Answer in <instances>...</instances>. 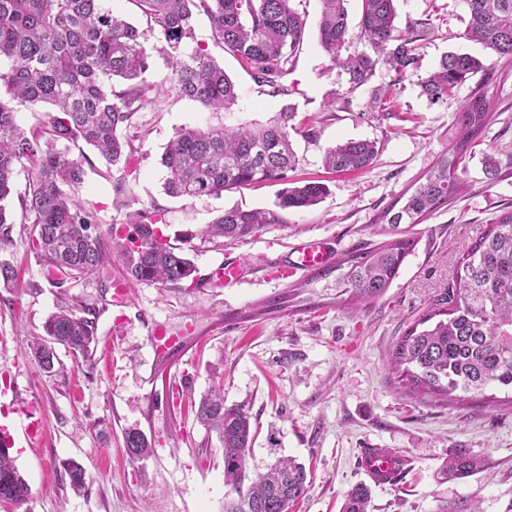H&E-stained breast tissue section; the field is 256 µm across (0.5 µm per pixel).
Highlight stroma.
<instances>
[{
	"label": "stroma",
	"instance_id": "1",
	"mask_svg": "<svg viewBox=\"0 0 512 512\" xmlns=\"http://www.w3.org/2000/svg\"><path fill=\"white\" fill-rule=\"evenodd\" d=\"M398 26L426 17L435 23L419 65L395 82L377 65L364 85L347 76L318 39L320 0H295L306 20L304 42L285 77L288 95L270 96L240 63L215 46L206 17H198L195 40L235 82L238 101L228 112L202 110L174 95L136 115L139 140L132 172L107 166L92 147L72 145L71 156L90 161L76 194L96 213L101 230L119 228L128 213L160 215L166 234L210 223L224 209L275 208L277 186L261 184L219 197L173 198L165 194L160 158L174 132L210 124L258 125L294 106L291 133L299 179H322L330 189L318 205L282 210L279 221L255 236L221 246L198 239L192 259L206 278L224 259L245 262L244 278L231 288L129 285L124 306L98 280L49 282L24 241L27 225L15 224L13 248L0 250L11 263L16 287L0 288V419L34 414L41 434L28 443L15 433L12 454L30 488L20 506L0 503V512H224V456L189 408L215 383L226 403H244L257 425L248 457L262 472L291 456L311 472L306 494L289 512H340L345 493L363 481L361 449L388 448L408 460L396 484L372 486L370 512H443L455 499L479 496L482 512H512V391L490 387L489 404L467 400L444 405L407 395L390 363L395 344L444 291L471 240L499 210L512 205V169L487 183L479 157L469 160V185L460 198L413 229L418 240L398 278L369 310L354 314L337 304L335 289L306 287V274H276L270 266L305 238L331 243L336 254L374 247L379 214L448 151L454 117L471 97L475 80L458 86L448 100L430 103L419 83L450 51L489 59L488 50L463 39V0H397ZM501 77L496 110L480 139L481 153L512 154V63ZM388 91L390 114L380 118L368 104ZM350 139L379 141L373 165L354 174H331L325 150ZM127 191L116 192L117 183ZM82 301L96 313L91 361L63 346L58 371H43L30 347L60 296ZM281 297L280 307L269 305ZM137 428L152 439L149 456L131 460L123 432ZM467 449L485 460L486 471L448 480L449 456ZM88 473L75 491L68 461Z\"/></svg>",
	"mask_w": 512,
	"mask_h": 512
}]
</instances>
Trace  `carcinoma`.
<instances>
[{
  "instance_id": "1",
  "label": "carcinoma",
  "mask_w": 512,
  "mask_h": 512,
  "mask_svg": "<svg viewBox=\"0 0 512 512\" xmlns=\"http://www.w3.org/2000/svg\"><path fill=\"white\" fill-rule=\"evenodd\" d=\"M104 0H0V249L14 245L15 220L5 201L11 196L17 168L28 171L19 197L22 223L30 225L27 240L48 280L97 277L102 287L111 281V249H120L125 280L131 283L177 285L194 280L196 272L185 245L196 238L216 245L240 241L266 224L278 223L270 210H224L197 230L174 234L175 242L158 227L157 215L146 209L131 214L122 241L97 230L95 214L72 197L84 180L86 156H70V145L82 141L94 147L112 166L130 167L136 138L134 118L162 92L197 103L209 112H224L237 104L234 81L208 52L194 41V20L207 16L215 44L241 61L254 79L273 96L285 94L282 79L289 74L306 20L294 0H131L146 17L140 29L103 6ZM396 0H361L359 33L351 32L345 0H322L319 40L323 50L349 77L353 86L369 81L382 63L401 82L419 57L420 41L433 28L420 19L401 29L396 24ZM469 20L463 37L481 44L498 59L512 60V0H464ZM369 43L360 52L355 41ZM172 67L167 89L147 79L154 42ZM494 66L467 54L448 52L420 82L422 94L435 104L456 87ZM497 90L478 89L455 115V133L448 152L373 225L386 240L373 248L342 254L309 274L304 288L333 279L336 298L347 297L355 312L375 304L399 276L414 253L415 225L448 206L467 187L466 160L489 125ZM38 103L55 108L48 121L29 131L17 121L21 109ZM295 113L284 110L266 125L205 126L177 130L165 148L164 190L173 197L219 196L225 191L259 183H277L276 206L306 209L328 193L319 181H294L296 155L289 139ZM372 140H347L324 153V166L336 173L361 171L376 158ZM512 155L486 156L484 174L493 183ZM91 309L61 304L43 329L47 339L32 347L39 367L51 373L58 364L54 345L90 360L95 336ZM392 367L413 395L453 403L456 392L481 394L491 386L512 389V208L504 209L476 238L448 288L434 299L394 347ZM197 420L216 434L224 455V512H288L308 487L304 465L283 458L264 473L252 474L248 453L256 430L244 405H226L224 389L212 386L195 408ZM130 459L149 454L152 443L136 428L124 432ZM484 468L482 459L465 450L448 457L450 480H462ZM70 485L81 491L86 471L71 462ZM29 495L10 449L0 446V501L23 503ZM370 487L364 483L347 493L341 512H369Z\"/></svg>"
}]
</instances>
